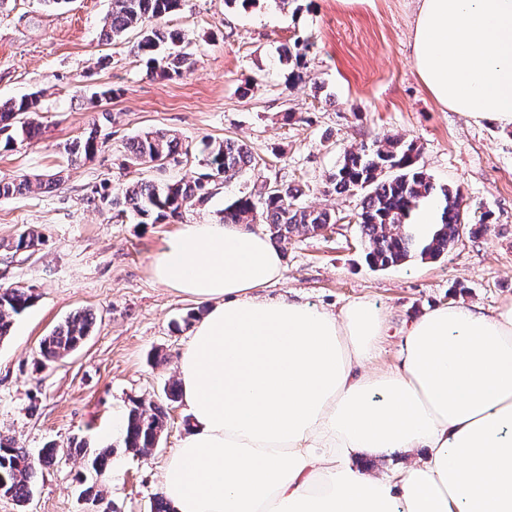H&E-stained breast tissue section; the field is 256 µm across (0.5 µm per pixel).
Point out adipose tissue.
<instances>
[{"mask_svg":"<svg viewBox=\"0 0 512 512\" xmlns=\"http://www.w3.org/2000/svg\"><path fill=\"white\" fill-rule=\"evenodd\" d=\"M412 60L440 104L512 128V0H415ZM209 304L179 361L190 433L173 512H512V302L414 318L386 368V316L270 300L283 258L236 224H187L151 261ZM407 455L376 474L365 454Z\"/></svg>","mask_w":512,"mask_h":512,"instance_id":"adipose-tissue-1","label":"adipose tissue"}]
</instances>
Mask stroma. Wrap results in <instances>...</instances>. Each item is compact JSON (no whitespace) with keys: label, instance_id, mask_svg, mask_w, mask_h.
I'll return each mask as SVG.
<instances>
[{"label":"stroma","instance_id":"35a3bbf8","mask_svg":"<svg viewBox=\"0 0 512 512\" xmlns=\"http://www.w3.org/2000/svg\"><path fill=\"white\" fill-rule=\"evenodd\" d=\"M111 0H0V100L38 93L46 130L0 151V177L32 180L29 191L0 198V286L33 289L36 300L0 342V436L38 455L78 439L111 447V477L99 483L113 512H151L162 468L189 433L183 402L166 400L192 336L187 313L206 304L176 294L150 272L153 256L185 224L218 221L224 207L266 184L301 187L304 204L335 211L337 222L293 233L282 246L281 280L264 289L339 310L364 298L387 315L378 364L397 361L410 319L441 304L494 309L512 301V129L476 123L442 107L412 62L414 0H182L166 18L185 36L193 66L164 77L133 52L134 35L101 36ZM310 41L303 65L283 48ZM111 100L92 102L100 88ZM98 129L102 148L68 161L64 146ZM175 133L182 154L153 167L132 163L127 146L143 132ZM232 137L258 164L224 183L179 221L118 220L92 192L128 181H164L203 173L206 142ZM395 137L414 143L434 181L460 190L472 216L488 215L482 235L461 232L448 255L371 269L361 244L362 194L336 193L328 179L344 151ZM61 173L53 190L37 178ZM35 229L41 243L18 251L17 235ZM79 309L97 323L72 354L41 365L39 343ZM164 405L156 447L127 450L112 420L133 402ZM85 460L61 454L39 472L30 499L0 496V512H101L86 500Z\"/></svg>","mask_w":512,"mask_h":512}]
</instances>
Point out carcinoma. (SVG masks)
Instances as JSON below:
<instances>
[{
	"label": "carcinoma",
	"instance_id": "carcinoma-1",
	"mask_svg": "<svg viewBox=\"0 0 512 512\" xmlns=\"http://www.w3.org/2000/svg\"><path fill=\"white\" fill-rule=\"evenodd\" d=\"M182 0H112V10L103 25L107 39L116 41L129 32H136L137 55L150 66H157L167 75H180L190 68L188 53L178 49L184 36L167 28L162 20L180 9ZM37 94L20 100L0 102V150L8 151L17 142L31 140L42 134L43 125L36 112ZM97 128L83 138L65 145L68 159L89 158L101 147ZM178 150V139L166 130L145 132L132 139L131 159L136 163L162 162ZM206 172L192 181L168 180L160 182H132L120 184L112 191H103L89 202L106 204L122 215L131 212L142 224L174 221L182 211L211 195L212 184L229 181L257 165L252 150L232 138L213 140L206 144L203 159ZM335 191H364L359 213L361 241L368 265L373 269L398 266L413 257L422 260L438 259L467 228L476 233V227L488 222L483 214L473 222L462 206L458 191L438 186L420 163V153L413 143L388 138L380 144L363 146L357 151H346L336 171L329 176ZM27 179L0 178V197L21 194L30 189ZM302 189L292 185L266 186L257 194L245 193L224 208V223L252 224L261 219L269 225L272 238L279 241L299 230L318 231L337 222L328 211L303 205ZM432 197L442 206L441 224L431 236L423 238L409 224L412 213L421 201ZM40 244L33 230L21 232L14 242L17 251L31 250ZM35 296L29 288L0 289V341L11 335L15 316L31 306ZM93 316L86 311L69 315L41 342L43 362H53L76 351L89 335ZM165 412L157 405L148 408L142 404L133 407L127 416L123 435L125 448L145 450L157 445L164 427ZM74 450L86 458L87 475L83 495L86 499L102 501L96 477L108 466L112 449L88 451L86 443L72 440L66 451ZM59 455L52 445L34 460L24 448L11 440L0 439V495L25 503L32 492L37 467L51 466Z\"/></svg>",
	"mask_w": 512,
	"mask_h": 512
}]
</instances>
